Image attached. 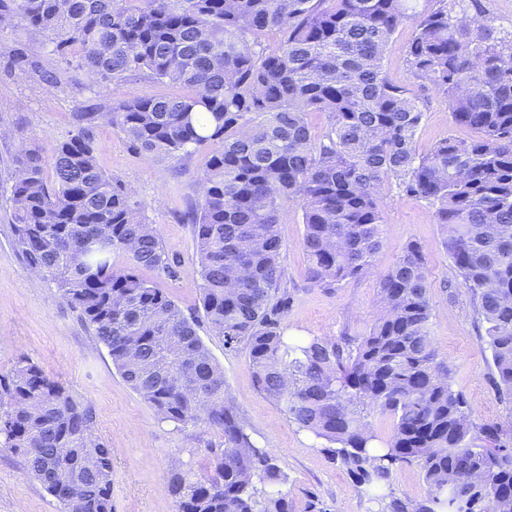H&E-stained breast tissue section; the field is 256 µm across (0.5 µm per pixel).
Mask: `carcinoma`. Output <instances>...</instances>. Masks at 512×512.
<instances>
[{"instance_id":"carcinoma-1","label":"carcinoma","mask_w":512,"mask_h":512,"mask_svg":"<svg viewBox=\"0 0 512 512\" xmlns=\"http://www.w3.org/2000/svg\"><path fill=\"white\" fill-rule=\"evenodd\" d=\"M4 15L45 34L51 54L76 58L91 77L117 87L144 73L183 90L77 113L51 158L21 148L9 196L16 252L80 310L129 387L162 420L202 422L224 437L213 475L171 470L176 512L291 506L279 489L286 476L239 420L198 319L139 274L176 270L143 207L98 165L101 120L145 155L217 146L202 202L188 213L204 320L225 346H244L259 392L325 441L379 512H512V446L473 421L438 359L420 246L408 243L379 274L383 312L364 335L290 339L278 231L285 203H297L309 279L332 288L373 269L390 180L429 201L484 328L498 395L511 399L512 26L484 0H432L421 12L412 0H0ZM409 20L411 77L478 138L417 152L425 102L383 69ZM272 31L279 39L262 42ZM310 112L327 114L319 137ZM117 251L128 266H112ZM372 411L394 421L379 446ZM0 447L21 456L64 512L72 500L78 512H112V448L95 412L26 358L0 374ZM412 462L427 486L419 500L391 489L395 468Z\"/></svg>"}]
</instances>
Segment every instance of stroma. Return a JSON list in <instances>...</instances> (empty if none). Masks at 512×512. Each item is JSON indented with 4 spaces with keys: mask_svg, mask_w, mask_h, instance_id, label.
<instances>
[{
    "mask_svg": "<svg viewBox=\"0 0 512 512\" xmlns=\"http://www.w3.org/2000/svg\"><path fill=\"white\" fill-rule=\"evenodd\" d=\"M412 23L401 25L385 52L383 65L397 84L416 88L405 64ZM167 84L143 74L120 86L91 79L84 70L51 57L44 34L20 22L0 26V373L19 357H28L45 373L92 406L97 434L113 448L112 512H176L168 490L173 467L205 476L212 451L223 443L219 431L205 424L181 425L160 420L155 411L122 380L107 348L63 297L54 282L30 287L31 269L16 253L11 229L12 159L21 143L37 144L51 155L57 142L75 131L78 112H106L114 101L170 93ZM427 110L417 130L419 152L440 139L470 140L475 130L454 125L445 101L424 91ZM99 166L121 180L140 200L157 228L166 252L179 263L176 278L158 287L186 315H201V280L194 271L191 225L180 212L201 200L198 178L209 156L200 150L176 160L142 155L128 146L112 126L94 130ZM385 224L382 247L373 271L331 289L312 284L302 248L303 212L284 206L279 233L284 244V286L290 295L283 325L290 337L359 336L368 331L380 309L378 276L411 242L426 261L431 306V336L440 360L449 367L455 390L464 394L479 424L512 433V403L500 400L490 351L475 322L471 296L454 285V271L444 245V232L434 209L395 183L380 195ZM197 332L224 369V379L237 414L255 446L266 449L286 474L282 486L292 512H378L360 493L346 468L324 448L323 441L291 424L273 400L255 387L244 348H228L207 324ZM0 512H62L61 504L29 476L19 455L0 448Z\"/></svg>",
    "mask_w": 512,
    "mask_h": 512,
    "instance_id": "stroma-1",
    "label": "stroma"
}]
</instances>
